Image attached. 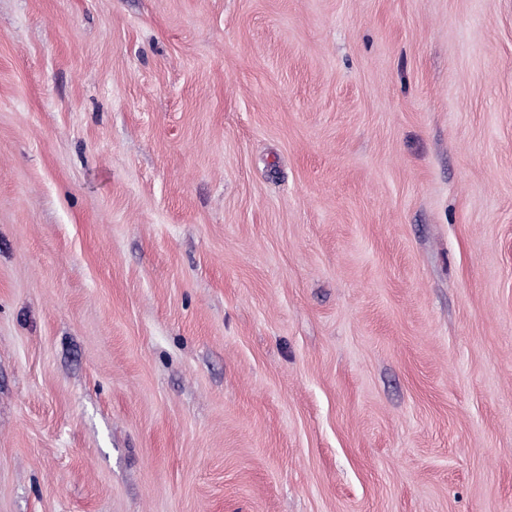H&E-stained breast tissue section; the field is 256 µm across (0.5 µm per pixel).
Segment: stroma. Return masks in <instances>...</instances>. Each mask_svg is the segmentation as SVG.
Listing matches in <instances>:
<instances>
[{"label":"stroma","mask_w":512,"mask_h":512,"mask_svg":"<svg viewBox=\"0 0 512 512\" xmlns=\"http://www.w3.org/2000/svg\"><path fill=\"white\" fill-rule=\"evenodd\" d=\"M0 512H512V0H0Z\"/></svg>","instance_id":"obj_1"}]
</instances>
